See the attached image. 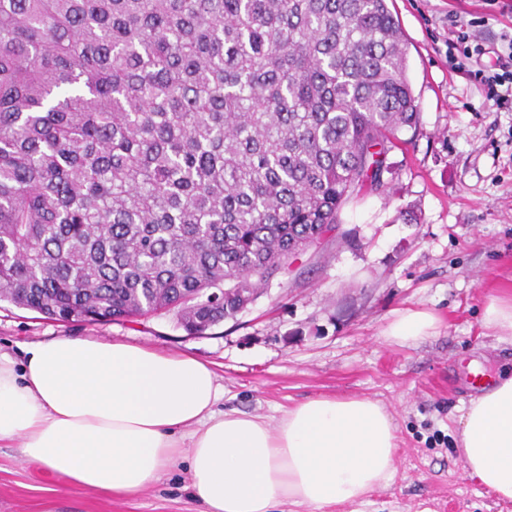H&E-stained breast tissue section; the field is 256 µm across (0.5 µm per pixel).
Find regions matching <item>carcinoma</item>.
<instances>
[{"mask_svg":"<svg viewBox=\"0 0 512 512\" xmlns=\"http://www.w3.org/2000/svg\"><path fill=\"white\" fill-rule=\"evenodd\" d=\"M407 62L386 0H0V301L235 318L382 185Z\"/></svg>","mask_w":512,"mask_h":512,"instance_id":"obj_1","label":"carcinoma"}]
</instances>
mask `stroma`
Instances as JSON below:
<instances>
[{
	"label": "stroma",
	"mask_w": 512,
	"mask_h": 512,
	"mask_svg": "<svg viewBox=\"0 0 512 512\" xmlns=\"http://www.w3.org/2000/svg\"><path fill=\"white\" fill-rule=\"evenodd\" d=\"M409 43L417 128L388 155L383 184L350 197L323 244L291 258L236 318L188 334L175 313L88 324L0 302V354L65 334L187 352L210 363L218 407L276 422L320 395L379 401L398 429L392 479L341 512H512L464 471L456 421L476 397L466 379L512 365V342L482 323L490 295L512 291V110L453 70L452 30L477 32L482 65L512 57V0H389ZM428 309L438 335L386 342L398 311ZM185 466L138 495L63 485L0 445V512H200Z\"/></svg>",
	"instance_id": "stroma-1"
}]
</instances>
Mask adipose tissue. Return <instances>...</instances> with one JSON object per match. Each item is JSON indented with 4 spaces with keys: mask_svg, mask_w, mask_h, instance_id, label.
<instances>
[{
    "mask_svg": "<svg viewBox=\"0 0 512 512\" xmlns=\"http://www.w3.org/2000/svg\"><path fill=\"white\" fill-rule=\"evenodd\" d=\"M429 310L396 314L394 344L436 335ZM224 389L188 353L98 338L29 345L23 363L0 354V444L67 484L134 495L178 461L201 512H333L393 475L396 428L380 402L317 396L276 424L218 410ZM466 473L512 499V370L499 372L457 420Z\"/></svg>",
    "mask_w": 512,
    "mask_h": 512,
    "instance_id": "ef3b65f1",
    "label": "adipose tissue"
}]
</instances>
